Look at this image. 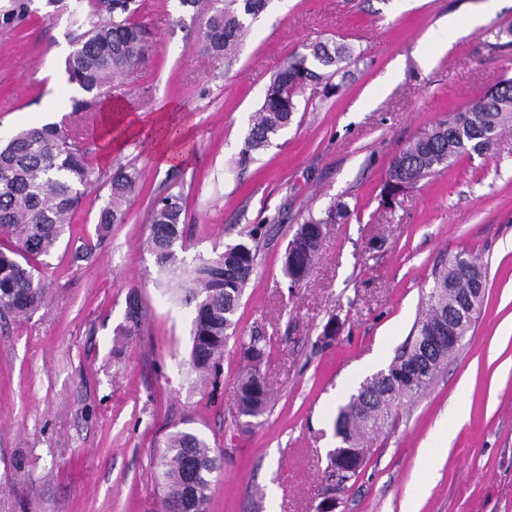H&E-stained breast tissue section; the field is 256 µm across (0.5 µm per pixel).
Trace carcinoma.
Instances as JSON below:
<instances>
[{
  "label": "carcinoma",
  "instance_id": "obj_1",
  "mask_svg": "<svg viewBox=\"0 0 512 512\" xmlns=\"http://www.w3.org/2000/svg\"><path fill=\"white\" fill-rule=\"evenodd\" d=\"M269 0H180L181 6L209 16L198 33L199 51L216 58L234 56L243 43L249 24L267 8ZM107 16L86 18V29L73 40V51L65 61L69 82L85 94L72 99V111L85 112L101 96L131 77L149 51L143 26L133 20L136 0H103ZM353 59L352 47L333 41H318L291 56L266 87L260 107L252 115L250 129L237 164L245 166L255 155L273 145V139L292 122L298 110V94L309 84H325L345 73ZM512 124V78L493 84L470 108L438 123L413 140L387 171L381 193L391 201L399 193L463 156L490 151L501 131ZM140 172L118 167L106 179L107 198L100 210L98 233L106 235L111 225L124 222L127 206L136 196ZM100 182L87 153L77 145L74 133L60 125L32 126L18 132L0 147V318L24 319L47 302L50 296L41 258L49 257L72 233L71 217L85 194ZM346 209L329 206L323 218L304 220L283 257V271L293 284L302 281L316 258L327 224ZM183 193L168 191L154 197L149 233L143 247L153 257L158 279L177 282L172 300L194 307L190 351V372L211 383L223 374L224 345L236 332V313L244 289L257 260L258 228L246 232L248 241L227 245L212 257H198L192 264L181 256L185 250L187 224ZM464 260L451 259L436 273L427 294L425 312L413 325L402 350L387 366L361 384L357 393L339 407L336 433L344 447L329 452L334 484L325 487L321 499L345 487L360 473L367 457H360L336 472V456L348 449L367 447L371 435L378 434L391 418L402 398L418 395L430 384L448 359L443 347L429 374L401 382L398 375L421 353L420 340L439 331L448 321V312L458 302V294L471 281L485 276L482 267L466 251ZM144 311L138 300L129 298L124 323L116 330L113 356L122 355L123 340L139 334ZM246 373L237 379L240 413L262 415L270 402L262 367L269 360L267 342L252 336L240 343ZM376 395L372 417L362 413V398ZM220 468L219 456L207 440L189 429H179L164 441L160 484L164 505L178 502L183 512H207L211 476Z\"/></svg>",
  "mask_w": 512,
  "mask_h": 512
}]
</instances>
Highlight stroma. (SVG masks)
<instances>
[{
    "instance_id": "35a3bbf8",
    "label": "stroma",
    "mask_w": 512,
    "mask_h": 512,
    "mask_svg": "<svg viewBox=\"0 0 512 512\" xmlns=\"http://www.w3.org/2000/svg\"><path fill=\"white\" fill-rule=\"evenodd\" d=\"M74 0H0V139L29 126L77 121L79 146L101 176L141 174V191L106 237L96 227L107 190H90L70 242L49 257L47 303L0 320V512H164L158 472L166 436L188 428L222 456L208 512H316L331 420L404 345L435 270L466 250L486 267L481 312L430 385L403 400L348 482L337 512H512V127L495 147L459 159L400 195L380 188L415 137L512 77V0H270L233 60L202 56L199 19L179 0H140L150 50L111 95L182 122L196 163L160 168L151 142L131 139L102 162L101 106L74 118L64 61L79 18ZM481 18L472 26V18ZM332 40L356 57L340 88L307 86L291 126L259 160H236L266 86L306 44ZM185 198L186 260L208 257L260 226L257 266L211 386L191 374L193 309L156 286L141 250L152 199ZM335 202L319 258L299 286L282 271L308 215ZM91 257L74 261L82 243ZM137 295L140 336L114 358V331ZM335 336L324 337L328 322ZM270 338L271 401L242 416L239 337ZM447 420L448 432L435 427ZM432 449L424 459L423 449ZM24 471L13 468L16 456Z\"/></svg>"
}]
</instances>
